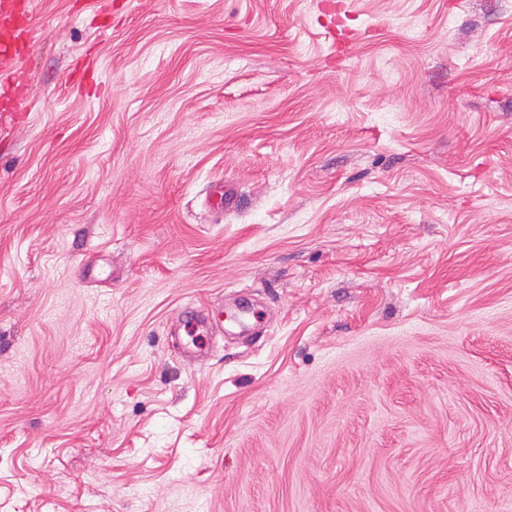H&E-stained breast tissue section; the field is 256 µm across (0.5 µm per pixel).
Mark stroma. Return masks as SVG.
<instances>
[{
    "mask_svg": "<svg viewBox=\"0 0 512 512\" xmlns=\"http://www.w3.org/2000/svg\"><path fill=\"white\" fill-rule=\"evenodd\" d=\"M29 2L0 512H512V0Z\"/></svg>",
    "mask_w": 512,
    "mask_h": 512,
    "instance_id": "35a3bbf8",
    "label": "stroma"
}]
</instances>
